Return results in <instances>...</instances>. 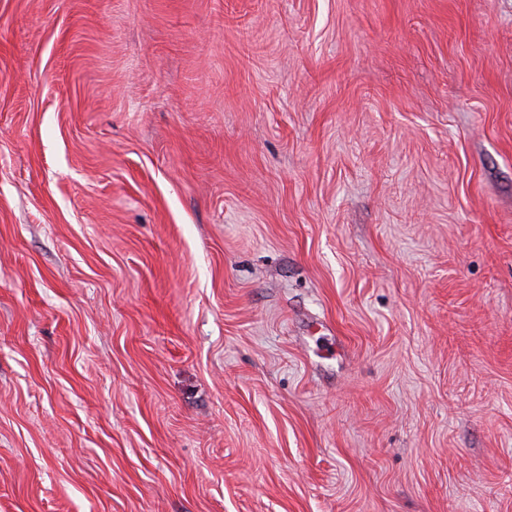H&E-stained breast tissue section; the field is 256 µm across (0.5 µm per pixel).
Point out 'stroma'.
Returning <instances> with one entry per match:
<instances>
[{
  "label": "stroma",
  "instance_id": "obj_1",
  "mask_svg": "<svg viewBox=\"0 0 512 512\" xmlns=\"http://www.w3.org/2000/svg\"><path fill=\"white\" fill-rule=\"evenodd\" d=\"M0 512H512V0H0Z\"/></svg>",
  "mask_w": 512,
  "mask_h": 512
}]
</instances>
